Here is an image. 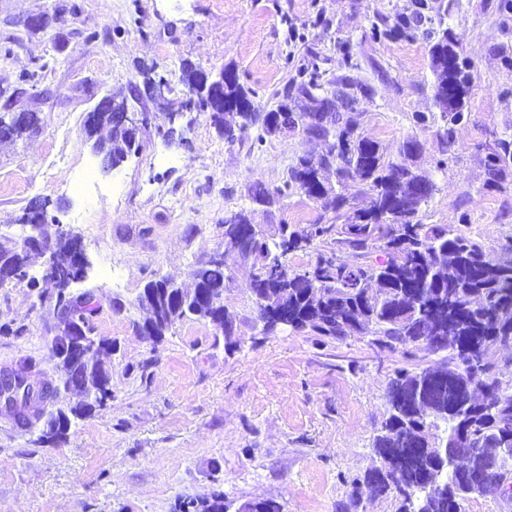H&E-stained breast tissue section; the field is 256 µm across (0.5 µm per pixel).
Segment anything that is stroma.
<instances>
[{
    "label": "stroma",
    "mask_w": 512,
    "mask_h": 512,
    "mask_svg": "<svg viewBox=\"0 0 512 512\" xmlns=\"http://www.w3.org/2000/svg\"><path fill=\"white\" fill-rule=\"evenodd\" d=\"M428 3L461 39L472 77L449 142L435 118L428 41L372 36L414 0H0V89L41 72L14 103L37 111L38 129L0 142V236L19 237L25 206L48 198L59 220L48 233L61 226L86 245L91 267L76 289L93 292V335L114 347L111 399L73 420L65 444L38 443L0 406V512H202L218 495L228 512L270 498L283 512H398L396 493L373 497L358 481L373 464L390 382L446 364L447 353L308 329L263 334L242 266L224 293L237 315L233 346L196 317L153 342L140 332L137 298L148 282L186 281L223 252L224 222L240 210L270 231L332 218L295 191L272 209L249 195L254 181L282 185L298 155L321 152L302 130L269 136L256 123L228 137L204 112L169 119L163 101L187 99L185 62L234 69L264 112L320 57L326 79L370 87L351 114L358 133L391 157L408 136L421 141L416 164L436 186L425 223L454 225L496 254L512 244V176L494 186L485 170L489 148L512 137V14L500 0ZM34 15L48 17L45 29L28 28ZM158 75L169 82L161 96L150 89ZM106 94L132 96L148 116L140 152L108 174L82 127ZM419 113L429 122L416 123ZM322 254L369 264L381 251L321 242L291 262ZM57 323L26 283L0 287V370L27 357L57 378Z\"/></svg>",
    "instance_id": "35a3bbf8"
}]
</instances>
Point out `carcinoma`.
<instances>
[{
  "label": "carcinoma",
  "instance_id": "cac0c4a2",
  "mask_svg": "<svg viewBox=\"0 0 512 512\" xmlns=\"http://www.w3.org/2000/svg\"><path fill=\"white\" fill-rule=\"evenodd\" d=\"M413 17L400 16L396 32L415 37L425 17L426 0H415ZM432 40L433 99L441 119L452 126L464 118L463 109L471 83L461 42L448 29H426ZM351 86L346 77L322 79L317 62H311L307 78L285 91L276 108L256 112L252 91L228 77L224 83V104L228 110L214 112L210 120L220 131H228L226 116L236 115L240 127L261 123L268 135L284 132L281 114L293 111L304 119L302 131L309 138H331L318 164L300 155L288 168L284 186L270 188L261 181L252 184L251 200L272 208L287 191L294 189L315 202L322 195L324 210L334 212L338 222L311 224L300 231L282 224L272 235L254 233L249 212L241 210L224 221V245L239 243L232 262L250 268L247 285L258 316L281 312L288 315V327L309 328L321 336L343 339L354 334L371 336V343L396 348L415 343L422 334L454 336L450 343L423 344L429 353L448 352V368L402 370L387 389V417L374 438L376 459L395 448H406L410 460L402 471L404 487L393 483L389 474L373 467L365 472L364 483H377L384 494L396 492L401 498L399 512H464L471 499L469 490L474 474L451 472L441 461L425 452L418 438L429 433L446 448H475L488 435L499 432L512 444V385L489 376L487 357L499 342L512 340V253L492 255L478 240L458 234L449 224H426L423 207L432 198L435 185L426 190L420 184L427 177L416 172L412 159L419 153L420 141L410 136L403 144V159L385 157L379 142L355 132L343 115L335 111L331 98L339 89ZM85 134L104 148L105 158L120 164L134 137L112 123L111 115L101 113L96 124L84 127ZM488 181L499 185L512 169V139L502 138L487 153ZM336 182H331V177ZM351 180L366 187V205L354 206L356 195L340 191ZM344 241L355 248L379 244L385 258L376 264H350L336 256L319 259L306 269H292L283 280L280 261L288 254L304 250L314 241ZM190 276L205 300H216L224 310L225 335L234 333L236 315L224 305V268L207 261ZM174 280L151 281L145 288L154 291L159 306L154 311L155 335L162 337L173 325L192 315L207 318L206 310L194 301H185L171 291ZM67 328L81 324L88 348L80 358L71 348L54 338V356L64 383L80 380L95 391V398L112 395L108 359L112 343L92 336V318L97 312L94 295L86 292L67 298L60 291L42 296ZM32 361L21 362V370L0 380V403L12 408L18 421L32 429L46 414L56 392L52 380L28 370ZM494 394L497 406L486 412L467 403L475 392ZM94 407L78 402L70 414L57 412L52 428L41 431L39 439L61 443L67 439L70 417L82 418Z\"/></svg>",
  "mask_w": 512,
  "mask_h": 512
}]
</instances>
